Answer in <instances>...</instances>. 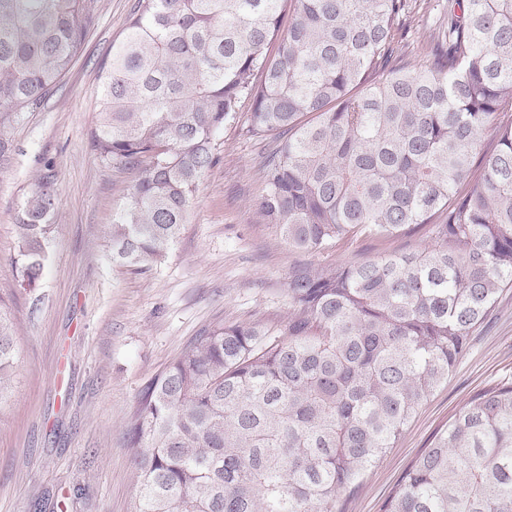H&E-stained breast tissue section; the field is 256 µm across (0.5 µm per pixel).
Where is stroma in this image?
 <instances>
[{
    "label": "stroma",
    "mask_w": 512,
    "mask_h": 512,
    "mask_svg": "<svg viewBox=\"0 0 512 512\" xmlns=\"http://www.w3.org/2000/svg\"><path fill=\"white\" fill-rule=\"evenodd\" d=\"M96 24L43 106L4 133L0 155V296L17 350L13 390L0 404V512H131L136 496L127 424L141 390L213 327L274 329L288 320L289 272L303 264H354L423 248L425 232L359 237L320 253L292 249L255 205L274 142L227 124L216 162L200 179L168 259L137 273L114 266L109 228L134 175L103 162L89 134L100 75L136 0H95ZM445 0H417L392 59L421 61L447 17ZM54 174L60 193L48 260L37 288L10 266L15 217L32 188ZM512 379V288L505 289L447 384L394 448L344 497V512H382L393 487L434 433L490 384Z\"/></svg>",
    "instance_id": "stroma-1"
}]
</instances>
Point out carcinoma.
Here are the masks:
<instances>
[{"mask_svg":"<svg viewBox=\"0 0 512 512\" xmlns=\"http://www.w3.org/2000/svg\"><path fill=\"white\" fill-rule=\"evenodd\" d=\"M284 3L137 0L91 132L103 161L140 170L112 263L165 261L246 106L247 131L278 139L257 213L289 246L426 226L430 241L300 267L283 327L220 325L173 359L127 426L133 512H342L512 288V0H448L432 59L391 70L410 0H290L286 24ZM93 25V0H0V130L54 96ZM58 202L48 174L16 215L24 288L42 279ZM15 360L0 298V401ZM383 512H512V382L433 436Z\"/></svg>","mask_w":512,"mask_h":512,"instance_id":"1","label":"carcinoma"}]
</instances>
